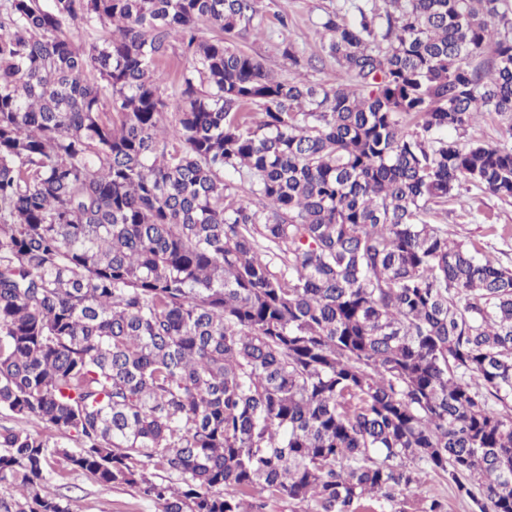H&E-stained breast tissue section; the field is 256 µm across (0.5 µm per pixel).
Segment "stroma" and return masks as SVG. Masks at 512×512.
I'll list each match as a JSON object with an SVG mask.
<instances>
[{"label": "stroma", "instance_id": "obj_1", "mask_svg": "<svg viewBox=\"0 0 512 512\" xmlns=\"http://www.w3.org/2000/svg\"><path fill=\"white\" fill-rule=\"evenodd\" d=\"M345 0H256L262 33L246 30L235 36L238 48L257 57L276 77H297L313 83L334 80L349 83L322 48L321 23L341 8ZM296 60H288L285 49ZM468 206L448 203L435 208L430 221L448 227L451 238L474 243L492 253L505 267L512 268V198H501L466 185L461 190ZM55 488L72 512H161V503L146 498L138 488L116 485L105 489L85 475L71 471L63 460L54 463ZM437 499L446 512H471L468 500L459 498L447 480L427 474L419 490H404L386 512H421L422 503Z\"/></svg>", "mask_w": 512, "mask_h": 512}]
</instances>
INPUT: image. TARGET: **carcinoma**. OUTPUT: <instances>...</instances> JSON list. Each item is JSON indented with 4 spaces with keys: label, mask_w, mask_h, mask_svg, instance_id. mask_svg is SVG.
Wrapping results in <instances>:
<instances>
[{
    "label": "carcinoma",
    "mask_w": 512,
    "mask_h": 512,
    "mask_svg": "<svg viewBox=\"0 0 512 512\" xmlns=\"http://www.w3.org/2000/svg\"><path fill=\"white\" fill-rule=\"evenodd\" d=\"M350 9L342 85L229 45L254 0H0V410L36 425L0 426V512H71L60 454L163 512L383 510L430 472L512 512V269L429 221L512 197V147L445 137L512 116V0Z\"/></svg>",
    "instance_id": "obj_1"
}]
</instances>
